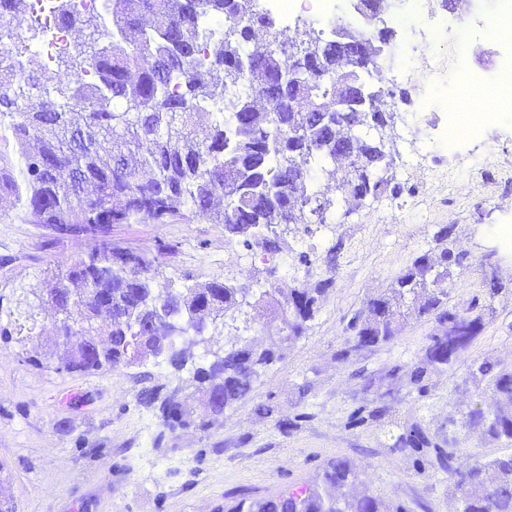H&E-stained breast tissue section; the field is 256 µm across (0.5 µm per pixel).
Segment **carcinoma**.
I'll return each mask as SVG.
<instances>
[{"label":"carcinoma","instance_id":"cac0c4a2","mask_svg":"<svg viewBox=\"0 0 512 512\" xmlns=\"http://www.w3.org/2000/svg\"><path fill=\"white\" fill-rule=\"evenodd\" d=\"M28 12V0H0V51L13 58L0 65V212L17 210L26 224H47L61 235H86L88 250L63 272L48 280L46 295L67 310L69 321L59 326L62 355L58 369L90 373L165 357L189 377L172 392L145 389L139 400L154 409L170 429L195 426L207 431L213 418L245 400L254 384L285 351L302 337L314 319L323 296L334 287L335 257L324 259L326 274L313 285L292 288L278 300L277 288L262 291L270 299L257 313L272 331L268 343H233L223 354L196 364L192 346L199 344L189 329L156 310L199 313L220 320L242 311L241 289L217 278L199 281L168 294L169 282H147L140 270L157 256L112 242L114 224L150 220L173 224L200 216L224 226V238L242 241L268 254L281 250V225L312 226L332 223L336 200L315 184L320 166L348 159L341 192L357 200L377 199L388 187L383 176L390 168L383 140L364 136L392 119L390 112H371L369 102L383 105L396 92L374 86L368 77L378 71L381 45L392 32L378 30L369 54L347 62L363 89L357 104L336 106L335 89L309 79L324 110L288 111L293 87L288 77L276 79L280 62L311 56L315 64L336 61V41L322 32H304V38H280L275 22L254 7V0H108L103 12L80 15L68 0H59L60 24L81 33L77 54L61 56L62 75L50 84L40 82L31 68L30 48L17 36L7 18ZM145 14L154 25L141 24ZM224 22V37L203 40L199 17ZM41 92L37 108L27 104ZM207 112L206 125L196 115ZM18 155L8 151L10 143ZM104 143L111 149L101 152ZM437 236L440 251L424 253L392 279L390 288L369 299L347 324L348 336L336 358L347 362L363 350L394 341L408 319H433L435 332L409 374V383L427 393L430 372H449L478 339L486 314L478 303L464 309L448 308V292L438 284L460 264ZM79 285L72 292L63 285ZM105 283L112 288L107 307L91 298L69 304L74 294ZM107 315L106 327L95 326L91 336L99 354L88 353L91 341L78 325L89 314ZM155 319L141 332L138 357L130 355L135 322ZM394 366L382 376L356 371L362 389L373 392L374 405L355 411L359 424L393 425L392 448L411 455H434L433 464L448 471L455 512H512V454L492 460L466 459L453 465L456 432L448 437L433 432L419 418L403 423L392 419L383 402L385 378L399 374ZM468 376L484 388L459 410L461 420L448 425L477 432L484 441L512 445V369L484 360L468 366ZM197 403L204 416L189 418L187 406ZM232 512H385L383 501L361 479L347 458L327 463L319 478L299 491L262 499L241 500Z\"/></svg>","mask_w":512,"mask_h":512}]
</instances>
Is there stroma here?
<instances>
[{
    "instance_id": "35a3bbf8",
    "label": "stroma",
    "mask_w": 512,
    "mask_h": 512,
    "mask_svg": "<svg viewBox=\"0 0 512 512\" xmlns=\"http://www.w3.org/2000/svg\"><path fill=\"white\" fill-rule=\"evenodd\" d=\"M499 7V0H460L453 9L435 4L440 21L460 31L446 51L450 65L492 75L500 44L474 37L460 20L491 18ZM379 63L386 86L399 94L384 132L387 150L396 153L404 123L419 136L431 133L440 115L425 101H447L450 90L420 72L396 81V60L384 56ZM490 149L512 156V112L493 114L480 138L438 154L420 182L395 175L399 193L352 208L341 203L334 224L313 234L284 231L282 252L267 261L225 241L223 225L200 218L113 225L111 238L120 245L148 252L170 245L143 279L181 286L217 278L252 300L267 288H299L318 279L328 250L336 252L335 286L305 335L266 370L249 399L225 410L206 433L169 430L140 402L142 389L177 386L179 377L164 359L92 375L58 370L49 354L58 340L57 322L45 303L44 281L86 252L90 241L0 213V496L16 512H226L240 500L312 482L329 460L345 457L388 512H454L447 472L429 458L394 451L386 428L349 422L364 398L356 369H410L433 321L410 320L394 342L364 351L354 364L337 363L336 353L354 314L412 259L434 251L436 235L445 229L449 248L464 255L446 284L448 305L461 309L475 299L486 312V327L465 358L512 364V257L501 263L495 288L481 263L498 244L494 227L512 225V166L479 174L465 165ZM303 253L309 263L300 261ZM266 334L248 307L223 327L205 331L196 351H220ZM427 384L422 397L406 379L394 380L392 413L446 433L456 403L477 388L461 367L430 374ZM264 404L275 407L274 416L258 413ZM292 419L297 428L282 433L278 421Z\"/></svg>"
}]
</instances>
